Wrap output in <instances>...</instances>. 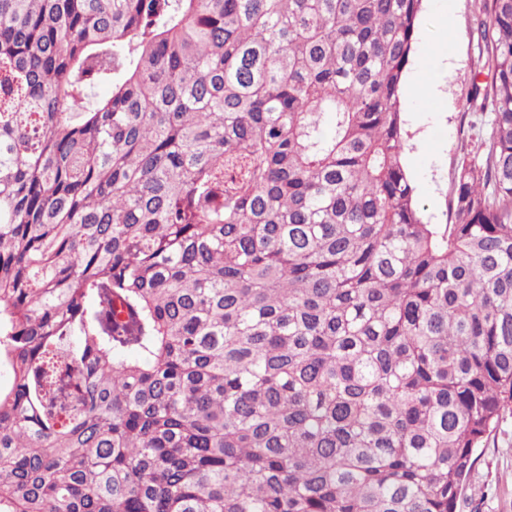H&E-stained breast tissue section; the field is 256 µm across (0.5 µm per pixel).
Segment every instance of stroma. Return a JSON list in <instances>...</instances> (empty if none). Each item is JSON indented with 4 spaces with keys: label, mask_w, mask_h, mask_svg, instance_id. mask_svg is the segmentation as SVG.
<instances>
[{
    "label": "stroma",
    "mask_w": 512,
    "mask_h": 512,
    "mask_svg": "<svg viewBox=\"0 0 512 512\" xmlns=\"http://www.w3.org/2000/svg\"><path fill=\"white\" fill-rule=\"evenodd\" d=\"M477 0H426L401 105L406 168L432 224L453 222L448 203L464 152L489 130L491 112L468 104L478 71ZM459 512H512V413L489 437L462 491Z\"/></svg>",
    "instance_id": "stroma-1"
}]
</instances>
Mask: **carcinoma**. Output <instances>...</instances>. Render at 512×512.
Here are the masks:
<instances>
[{"label":"carcinoma","instance_id":"carcinoma-1","mask_svg":"<svg viewBox=\"0 0 512 512\" xmlns=\"http://www.w3.org/2000/svg\"><path fill=\"white\" fill-rule=\"evenodd\" d=\"M423 2L0 0V512H458L512 412V0L451 224Z\"/></svg>","mask_w":512,"mask_h":512}]
</instances>
